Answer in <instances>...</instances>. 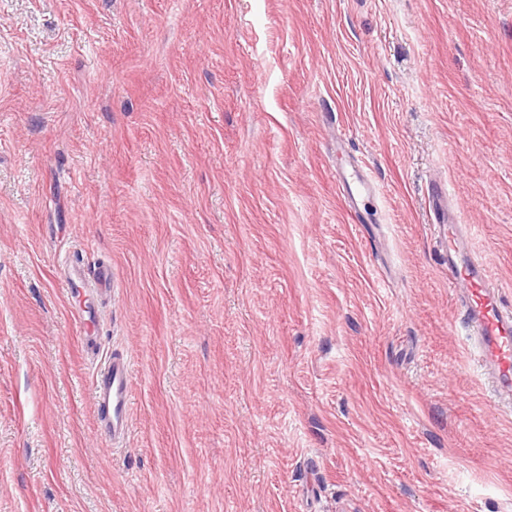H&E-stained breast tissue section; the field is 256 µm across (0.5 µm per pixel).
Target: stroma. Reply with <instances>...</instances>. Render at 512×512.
Listing matches in <instances>:
<instances>
[{
	"instance_id": "1",
	"label": "stroma",
	"mask_w": 512,
	"mask_h": 512,
	"mask_svg": "<svg viewBox=\"0 0 512 512\" xmlns=\"http://www.w3.org/2000/svg\"><path fill=\"white\" fill-rule=\"evenodd\" d=\"M441 187L512 305V0H0V512H512ZM90 274L88 273V278H84L81 276L71 277L67 281V288L71 294H74V290L77 291H108L113 288V277L112 271L105 267H99L97 272ZM131 376L129 360L112 353L92 377L98 426L102 424L113 443L120 442L128 428Z\"/></svg>"
}]
</instances>
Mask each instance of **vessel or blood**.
Here are the masks:
<instances>
[{"label": "vessel or blood", "instance_id": "b4317fda", "mask_svg": "<svg viewBox=\"0 0 512 512\" xmlns=\"http://www.w3.org/2000/svg\"><path fill=\"white\" fill-rule=\"evenodd\" d=\"M431 227L448 274L460 288L456 304L478 361L500 400L511 404L512 310L502 305L485 263L469 250L468 229L456 223L453 211L437 209ZM67 286L72 291H108L113 287L112 272L101 267L88 277L70 278ZM131 376L129 360L114 353L92 377L97 420L116 443L128 428Z\"/></svg>", "mask_w": 512, "mask_h": 512}]
</instances>
